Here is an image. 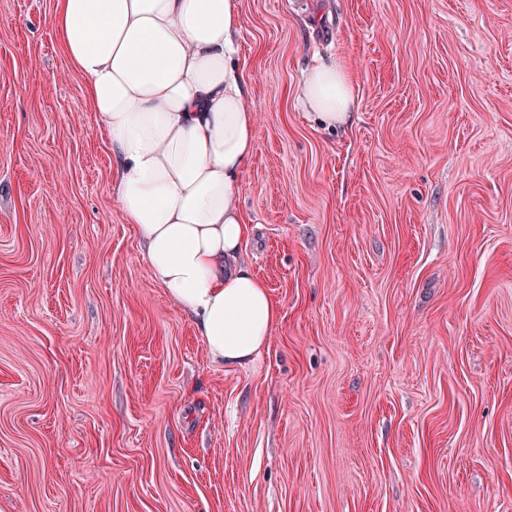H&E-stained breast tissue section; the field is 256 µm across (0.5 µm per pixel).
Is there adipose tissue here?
Instances as JSON below:
<instances>
[{"mask_svg":"<svg viewBox=\"0 0 512 512\" xmlns=\"http://www.w3.org/2000/svg\"><path fill=\"white\" fill-rule=\"evenodd\" d=\"M52 25L112 152V189L154 281L191 317L212 359L241 366L269 344L281 309L239 259L250 220L240 177L257 143L235 45L238 0H57ZM301 103L349 123L340 61L310 70Z\"/></svg>","mask_w":512,"mask_h":512,"instance_id":"adipose-tissue-1","label":"adipose tissue"}]
</instances>
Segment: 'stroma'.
I'll return each instance as SVG.
<instances>
[{
  "instance_id": "stroma-1",
  "label": "stroma",
  "mask_w": 512,
  "mask_h": 512,
  "mask_svg": "<svg viewBox=\"0 0 512 512\" xmlns=\"http://www.w3.org/2000/svg\"><path fill=\"white\" fill-rule=\"evenodd\" d=\"M239 4L281 319L227 366L122 218L55 0H0V512H512V0ZM301 103L326 127L349 123L356 98L347 66L342 61H333L310 70L304 76Z\"/></svg>"
}]
</instances>
